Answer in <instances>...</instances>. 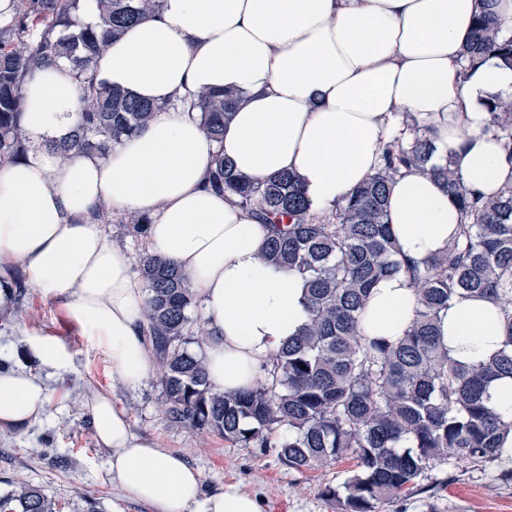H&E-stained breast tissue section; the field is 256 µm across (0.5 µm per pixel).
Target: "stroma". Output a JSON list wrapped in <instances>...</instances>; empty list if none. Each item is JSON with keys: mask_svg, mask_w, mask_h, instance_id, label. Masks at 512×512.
Masks as SVG:
<instances>
[{"mask_svg": "<svg viewBox=\"0 0 512 512\" xmlns=\"http://www.w3.org/2000/svg\"><path fill=\"white\" fill-rule=\"evenodd\" d=\"M55 340L67 356L64 369H43L30 349L33 337ZM42 375L46 411L20 430L0 432V492L21 479L43 490L58 512H157L122 500L108 470L109 453L96 440L86 397L110 394L137 434L182 453L201 474L204 490L227 485L261 499L264 512H339L331 489L355 462L345 457L324 468L299 472L283 465L271 448L235 447L217 435L171 422L163 412L158 372L129 387L112 373L106 352L92 344L55 301L31 291L21 304L0 309V361ZM498 465L456 457L435 462L409 491L381 503L377 512H512V481Z\"/></svg>", "mask_w": 512, "mask_h": 512, "instance_id": "35a3bbf8", "label": "stroma"}]
</instances>
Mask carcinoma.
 <instances>
[{
	"label": "carcinoma",
	"instance_id": "obj_1",
	"mask_svg": "<svg viewBox=\"0 0 512 512\" xmlns=\"http://www.w3.org/2000/svg\"><path fill=\"white\" fill-rule=\"evenodd\" d=\"M100 23L54 38L74 25L78 0H17L14 16L0 25V161L26 152L20 83L26 73L56 58L84 76L83 111L69 137L50 147L62 156L78 149L105 155L145 127L154 105L96 80L92 61L111 39L154 14L159 0H99ZM483 0L463 59L470 65L495 54L512 67V35ZM241 95L202 91L203 131L224 139ZM407 143L381 148L376 172L335 210L310 212L296 177L265 180L238 174L218 154L211 185L235 196L270 228L262 258L306 283L308 320L273 356L267 377L238 394H218L207 385L200 348L209 333L191 327L196 299L187 277L169 260L148 251L139 273L147 287L146 333L161 367L165 413L172 421L213 433L234 446L273 448L290 469L324 467L344 456L357 469L326 493L341 512H376V505L410 489L433 462L448 454L474 463L500 460V443L512 433V418L490 404V385L512 379V187L482 200L454 177L451 163L432 164L430 128L406 113ZM488 127L512 145V107L494 101ZM419 168L441 179L462 215L448 249L420 269L401 256L389 230V185L403 170ZM406 274L419 309L395 342L368 341L359 321L372 288L386 276ZM0 286L21 301L24 280L13 273ZM488 298L501 310L505 340L488 359L466 364L440 341L439 314L458 297ZM0 512H57L41 489L15 481L0 494Z\"/></svg>",
	"mask_w": 512,
	"mask_h": 512
}]
</instances>
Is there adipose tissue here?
Listing matches in <instances>:
<instances>
[{"label": "adipose tissue", "instance_id": "adipose-tissue-1", "mask_svg": "<svg viewBox=\"0 0 512 512\" xmlns=\"http://www.w3.org/2000/svg\"><path fill=\"white\" fill-rule=\"evenodd\" d=\"M479 11L480 0H161L92 64L97 81L155 105L148 126L107 155L63 159L47 147L82 110L69 62L25 78L30 148L0 163V266L22 265L30 286L105 350L113 374L138 386L153 369L141 316L147 293L130 251L95 214L146 216L149 251L188 276L200 303L210 388L253 389L308 313L302 281L260 257L268 226L209 186L216 155L254 179L295 174L312 212L324 215L374 173L381 145L411 112L429 121L439 155L451 157L471 193L485 199L512 186V151L487 129L490 101H512V68L493 56L470 67L461 56ZM205 88L242 97L220 143L186 106ZM387 212L400 253L420 267L462 221L442 184L416 168L391 185ZM416 308L405 275L383 279L361 334L397 341ZM439 330L464 363L504 341L498 306L481 298L456 299ZM45 402L37 375L0 373V430L23 428ZM87 408L121 497L158 512H261L259 499L236 487L203 492L184 457L138 435L109 396L93 395Z\"/></svg>", "mask_w": 512, "mask_h": 512}]
</instances>
